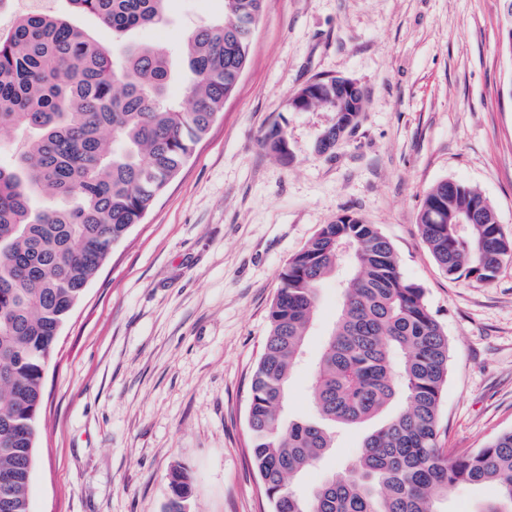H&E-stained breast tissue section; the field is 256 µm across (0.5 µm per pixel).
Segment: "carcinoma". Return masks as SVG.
Here are the masks:
<instances>
[{"mask_svg": "<svg viewBox=\"0 0 512 512\" xmlns=\"http://www.w3.org/2000/svg\"><path fill=\"white\" fill-rule=\"evenodd\" d=\"M167 2L68 0L70 12L112 30L119 61L57 12L20 14L0 33V129L21 135L17 147L0 149V512H30L44 368L61 327L224 109L249 57L251 38L239 29L259 17L263 0H224L221 21L185 34L190 79L177 98L166 50L127 41L163 22ZM299 109L339 121L350 103L329 87ZM264 146L290 157L279 127ZM473 207L495 217L479 189L444 180L426 192L417 221L448 278L490 283L512 259V239L498 224L461 229L441 218ZM343 266V303L314 369L317 418L287 419L288 380L318 289ZM268 322L251 378L248 452L270 512H440L462 484L496 489L479 512H512V431L456 456L438 447L448 336L376 225L351 214L321 225L280 272ZM394 403L402 410L364 438L350 467L297 492L333 447L335 426L364 424ZM168 485L166 512H188L190 473L173 467Z\"/></svg>", "mask_w": 512, "mask_h": 512, "instance_id": "1", "label": "carcinoma"}]
</instances>
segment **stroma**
<instances>
[{"label":"stroma","instance_id":"stroma-1","mask_svg":"<svg viewBox=\"0 0 512 512\" xmlns=\"http://www.w3.org/2000/svg\"><path fill=\"white\" fill-rule=\"evenodd\" d=\"M224 0H169L135 43L178 50ZM501 0H263L248 63L224 109L142 223L114 245L44 370L31 512H165L168 472L193 480L190 512H268L246 455L252 372L279 273L320 225L355 214L394 244L449 343L440 446L472 451L512 431V260L487 285L450 280L417 212L436 183L477 186L512 238V54ZM354 80L364 110L334 153L332 112H293L319 77ZM283 127L293 152H266ZM342 304L335 280L288 390L311 418L314 365ZM368 432L339 429L305 487L351 463Z\"/></svg>","mask_w":512,"mask_h":512}]
</instances>
